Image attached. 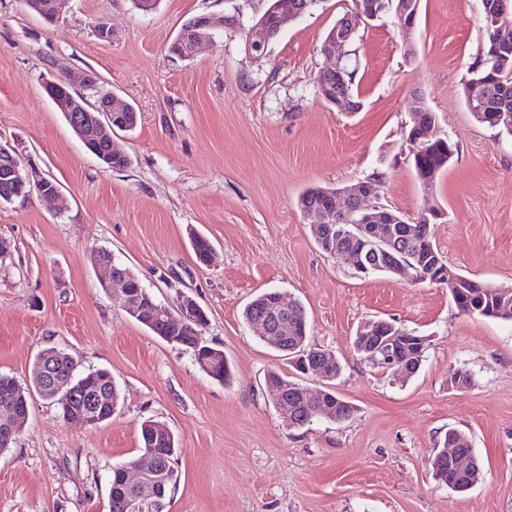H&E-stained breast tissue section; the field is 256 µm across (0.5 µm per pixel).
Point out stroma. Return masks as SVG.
I'll return each instance as SVG.
<instances>
[{"label":"stroma","instance_id":"1","mask_svg":"<svg viewBox=\"0 0 512 512\" xmlns=\"http://www.w3.org/2000/svg\"><path fill=\"white\" fill-rule=\"evenodd\" d=\"M269 0H62L45 22L23 0H0V140L53 177L61 195L0 205V374L28 385L43 348L66 349L86 368L111 372L112 418L70 423L33 396L28 419L0 454V512H109L114 466L141 456L152 420L180 448L177 483L159 512H512V321L460 312L447 285L364 276L325 253L298 206L310 187L369 182L383 204L416 217L425 202L443 213L432 227L457 274L512 288V135L479 123L463 94L486 39L480 0H419L403 34L391 16L362 25L352 45L364 106L325 103L316 77L323 40L353 0H318L286 23L262 55L244 32ZM201 14L233 16L192 59L168 46ZM112 35L99 38L98 25ZM413 54H406V47ZM132 104L133 130L115 131L128 167L87 153L46 95L82 77ZM434 112L455 154L428 183L412 166L406 136L414 97ZM212 242L209 264L191 238ZM111 250L157 302L194 299L203 339L222 349L233 378L205 374L185 349L131 318L101 286L94 250ZM265 290L299 300L310 347L331 352L340 375L295 376L243 318ZM384 319L427 349L402 380L353 347L358 327ZM356 407L353 418L320 416L291 427L276 411L268 371ZM467 387L450 383L457 371ZM465 432L483 478L458 493L438 481L436 448Z\"/></svg>","mask_w":512,"mask_h":512}]
</instances>
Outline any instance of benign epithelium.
I'll return each mask as SVG.
<instances>
[{"instance_id": "1", "label": "benign epithelium", "mask_w": 512, "mask_h": 512, "mask_svg": "<svg viewBox=\"0 0 512 512\" xmlns=\"http://www.w3.org/2000/svg\"><path fill=\"white\" fill-rule=\"evenodd\" d=\"M416 8L410 2L397 7L396 16L399 27L404 31L414 28ZM379 11L375 4L364 2L359 4L358 10L349 15L345 22L338 25L333 33L322 45L325 57L334 61V65L326 67L318 73L317 88L323 93L328 89L327 80L334 77L336 83H346L345 74L348 68L345 65L344 46L348 44L352 35L359 27L378 18ZM231 24V20L215 21L209 15H200L193 18L183 33L196 37L193 47L212 38V31L218 25ZM47 95L56 108L67 115L71 126L80 141L89 150L96 149L95 142L104 139L112 143V133L115 126L127 128L137 121V117L125 111L122 104L112 94H106L104 100L97 102L94 110H89L87 104L80 97L76 98L63 85L52 83L46 86ZM14 180H12V194L28 197L37 193L41 199L49 202L56 199L59 189L46 191L47 180L32 168L26 169V176H19L18 166H13ZM304 213L315 220L314 235L316 240L323 242L331 240L342 232L341 225L351 224L360 235V240L370 248H362L344 252L337 250L333 256L349 261L354 269L364 275L374 271H387L394 275H404L413 271L416 282H444L449 289L464 287V278L453 274L447 268L443 258L434 250L417 246L415 234L417 228L430 224L431 220L443 217V213L432 210L426 205L417 220L403 219L380 202V198L373 189L359 183L336 193L329 194L327 201L319 206L304 209ZM403 239L408 246L403 251H397L396 239ZM97 266L108 272L107 286L119 287L115 300L125 309L135 315L153 307V297L140 286L134 275L114 266L113 260L97 251L94 254ZM274 305L272 313L252 319L251 324L263 331L265 340L274 348L281 349L276 341V331L273 321L288 318L296 304L286 298L281 292H273ZM202 310L190 298L180 297L176 309L168 316L169 332L167 340L176 342L175 335L182 329L200 321ZM425 340L422 338H407L396 329L394 323L384 320H370L362 324L356 332L355 348L360 353L367 354V360L384 361L386 370L401 377H409L415 370L417 355L424 350ZM60 358L58 350L44 348L38 355L35 363L34 377L39 395L46 400H58L70 405L74 400L80 402V411L69 412L65 419L86 426L98 425L112 417L108 413L111 404L109 395L110 386L100 385L79 395L70 387V379L59 374L56 363ZM293 365L303 375L318 374L325 381H331L339 375V364L330 352L322 353L317 360L307 361V357L300 354L292 359ZM266 388L272 395L274 406L283 418L293 408L288 404V398L295 396L301 404L314 408V413H335L333 403H326L323 398H314L309 389L291 385L282 377L276 375L265 381ZM161 457L156 453H147L132 464L119 467L122 485L125 490L126 512H141L143 500L155 496L156 487L152 483V476L159 471Z\"/></svg>"}]
</instances>
